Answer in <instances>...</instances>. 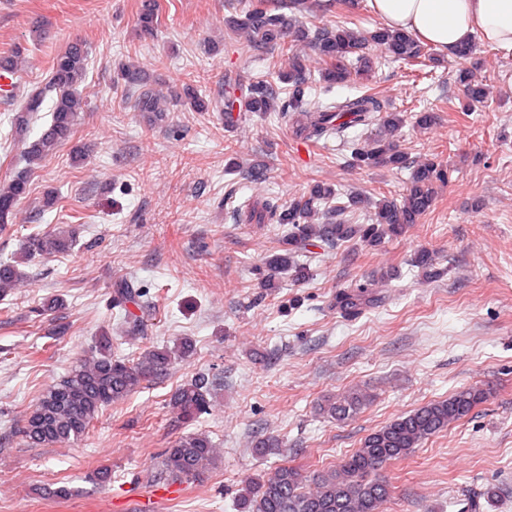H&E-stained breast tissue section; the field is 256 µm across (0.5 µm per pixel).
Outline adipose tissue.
Returning <instances> with one entry per match:
<instances>
[{
    "instance_id": "adipose-tissue-1",
    "label": "adipose tissue",
    "mask_w": 512,
    "mask_h": 512,
    "mask_svg": "<svg viewBox=\"0 0 512 512\" xmlns=\"http://www.w3.org/2000/svg\"><path fill=\"white\" fill-rule=\"evenodd\" d=\"M390 27L415 34L446 54L473 35L512 51V0H370Z\"/></svg>"
}]
</instances>
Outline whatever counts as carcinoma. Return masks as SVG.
Returning a JSON list of instances; mask_svg holds the SVG:
<instances>
[{"label": "carcinoma", "mask_w": 512, "mask_h": 512, "mask_svg": "<svg viewBox=\"0 0 512 512\" xmlns=\"http://www.w3.org/2000/svg\"><path fill=\"white\" fill-rule=\"evenodd\" d=\"M339 2L341 0H293L300 12L310 16H323ZM246 24L255 35L253 49L271 52L273 45L269 35L276 17L270 14L269 0H252ZM370 40L386 43L396 60L427 54L425 46L404 30L382 27L370 36L343 30L333 39L319 38L315 42L322 54L336 58V72L330 79L339 81L353 72L361 73L349 54ZM87 65V54L78 43L56 56L48 82V88L56 91L52 121L48 130L26 148L28 168H35L71 136L77 113L84 106L76 86L85 79ZM477 70L476 66L462 67L449 74L448 80L441 83L443 93H448V85L454 84L463 87L473 99L487 97L489 91L479 80ZM280 79L292 84L291 95L286 101L280 99L272 84L266 81L246 79L234 85L225 84L224 111L286 113L296 125L297 134L307 141H318L330 135L340 137L347 128L355 125L369 126L376 120V113L381 111L380 102L370 96L345 98L328 104L304 99L303 86L307 79L300 70L282 74ZM42 103V93L30 95L20 110L18 125H28ZM402 124L403 118L398 113L386 115L383 135L364 146L358 143L349 146V166L369 169L403 162L396 142ZM414 178L413 193L401 203L383 202L378 206L377 223L365 224L358 229L339 222L308 223L310 215L321 208L333 215L343 212V208L331 206L336 193L329 188L316 196L291 201L288 223L292 228L281 237L287 256L274 261L273 268L295 267V258L306 253L313 239L332 245L360 231L364 238L378 241L400 225L413 223L415 216L431 205L438 190L448 185V169L432 158L425 159L415 165ZM27 193L26 171L0 186V225L12 223L17 207ZM277 209L278 205L271 200L249 202L234 210L233 217L238 223L271 221ZM71 242L72 237L66 235L63 228L31 236L24 241L22 259L62 252ZM23 276L24 271L18 265L0 263V297L7 295L14 282ZM147 303L144 291L126 281L114 289L112 305L120 309L133 304L141 310ZM338 304L355 313L365 304V299L344 292L339 295ZM192 353V345L182 341L172 348L149 349L130 362L113 356L112 342L103 336L82 364L40 395L28 413L21 433L34 448L61 446L77 440L89 432L103 408L144 384L164 377L175 364L187 360ZM220 381L216 375L198 374L180 387L173 398L179 418L189 421L206 412L211 405L209 397L215 394ZM482 400V392L465 389L446 400L429 402L368 434L360 448L327 471L311 475L288 464L263 471L242 485L237 506L240 512H382L389 489L375 477L376 471L390 461L405 458L426 439L467 417ZM370 401V394L355 390L325 397L320 409L337 421H345ZM281 448L282 441L271 436L259 438L254 445L255 452L261 456L278 453ZM217 461L215 446L208 435L188 433L164 449L152 481L190 484L214 469Z\"/></svg>", "instance_id": "cac0c4a2"}]
</instances>
